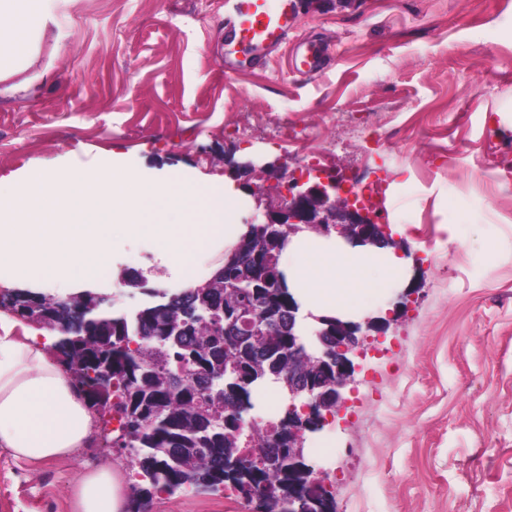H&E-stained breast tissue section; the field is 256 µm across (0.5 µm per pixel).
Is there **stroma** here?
Here are the masks:
<instances>
[{
	"mask_svg": "<svg viewBox=\"0 0 512 512\" xmlns=\"http://www.w3.org/2000/svg\"><path fill=\"white\" fill-rule=\"evenodd\" d=\"M265 68L225 72L226 0H54L30 58L0 80V177L111 154L209 186L306 171L278 126L332 145L324 175L377 167L373 213L406 253L366 315L406 307L360 359L328 472L336 512H512V0H310ZM322 37L324 74L287 64ZM125 465L95 441L64 460L0 447V512H72L87 469ZM153 512H245L227 494L155 495Z\"/></svg>",
	"mask_w": 512,
	"mask_h": 512,
	"instance_id": "obj_1",
	"label": "stroma"
}]
</instances>
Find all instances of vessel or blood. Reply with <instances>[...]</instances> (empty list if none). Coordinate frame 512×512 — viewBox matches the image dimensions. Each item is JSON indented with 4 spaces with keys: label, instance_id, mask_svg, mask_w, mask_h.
<instances>
[{
    "label": "vessel or blood",
    "instance_id": "vessel-or-blood-1",
    "mask_svg": "<svg viewBox=\"0 0 512 512\" xmlns=\"http://www.w3.org/2000/svg\"><path fill=\"white\" fill-rule=\"evenodd\" d=\"M300 0H232L224 21L225 71L260 67L266 58L286 43L296 29ZM327 49L316 43L297 46L291 58L293 69L313 75L326 65Z\"/></svg>",
    "mask_w": 512,
    "mask_h": 512
}]
</instances>
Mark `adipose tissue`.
I'll use <instances>...</instances> for the list:
<instances>
[{"instance_id": "obj_1", "label": "adipose tissue", "mask_w": 512, "mask_h": 512, "mask_svg": "<svg viewBox=\"0 0 512 512\" xmlns=\"http://www.w3.org/2000/svg\"><path fill=\"white\" fill-rule=\"evenodd\" d=\"M48 0H0V79L25 58ZM248 205L234 182L200 184L173 170H143L123 156L65 172L40 169L21 182L0 178V284L25 282L66 298L116 285L124 248L145 243L170 294L203 285L248 230ZM280 269L295 299L318 315L351 318L402 280L391 251L351 246L312 233L294 236ZM50 336L0 311V447L18 460L54 462L92 439L96 416L51 350ZM73 512H130L132 491L119 467L83 471Z\"/></svg>"}]
</instances>
